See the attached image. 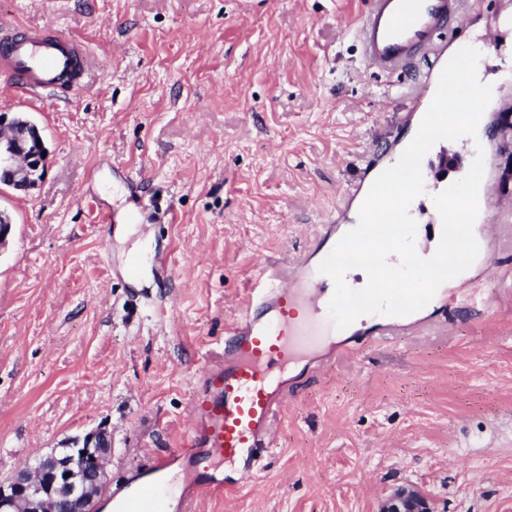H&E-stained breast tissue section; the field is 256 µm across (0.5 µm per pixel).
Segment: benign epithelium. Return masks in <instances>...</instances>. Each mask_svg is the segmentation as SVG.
Segmentation results:
<instances>
[{
  "label": "benign epithelium",
  "mask_w": 512,
  "mask_h": 512,
  "mask_svg": "<svg viewBox=\"0 0 512 512\" xmlns=\"http://www.w3.org/2000/svg\"><path fill=\"white\" fill-rule=\"evenodd\" d=\"M31 122L22 116L0 115V172L8 177L10 187L23 192L34 190L47 169L45 143L30 144L27 128ZM112 448L109 432L97 427L68 443V451L55 457L52 465L44 462L16 471L6 483L0 482V505L11 512H80L87 493H99L109 483L107 457ZM383 512H428L427 499L418 490L395 489Z\"/></svg>",
  "instance_id": "7a95c632"
}]
</instances>
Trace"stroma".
Listing matches in <instances>:
<instances>
[{"mask_svg": "<svg viewBox=\"0 0 512 512\" xmlns=\"http://www.w3.org/2000/svg\"><path fill=\"white\" fill-rule=\"evenodd\" d=\"M368 0H0V22L78 37L93 70L70 101L12 99L49 163L38 187L0 185V481L96 427L111 485L180 447L205 355L267 258L301 257L344 210L363 156L409 129L413 77L364 62ZM512 0H483L457 47L478 49L496 105L482 144L491 186L512 158L493 127L512 101ZM495 45H487L486 31ZM490 267L496 301L433 316L384 346L288 370L264 469L196 512H380L399 487L433 512H512V216ZM169 270L157 272L155 253Z\"/></svg>", "mask_w": 512, "mask_h": 512, "instance_id": "1", "label": "stroma"}]
</instances>
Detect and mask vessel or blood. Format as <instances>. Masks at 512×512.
Masks as SVG:
<instances>
[{
  "label": "vessel or blood",
  "instance_id": "b4317fda",
  "mask_svg": "<svg viewBox=\"0 0 512 512\" xmlns=\"http://www.w3.org/2000/svg\"><path fill=\"white\" fill-rule=\"evenodd\" d=\"M466 21L463 0H369L358 35L367 64L393 73L416 61L425 67L413 86L417 108L406 116L419 125L433 99L439 75ZM0 68L8 71L15 96L50 94L67 99L80 92L89 71L82 45L50 29L0 27ZM391 164L387 154H366L359 179L344 204L366 198L375 178ZM338 224L317 225L316 261L260 265L239 316L224 326V350L205 358L200 381L187 404L189 428L183 447L157 454L148 477L136 487L112 491L114 512H194L200 496L232 495L261 471L262 454L276 440L277 420L288 400L284 375L291 362L322 347L337 334L351 350L370 348L424 319L374 315L371 329L337 330L328 305L334 286L319 260L336 245ZM474 281L449 282L432 298L443 312L455 311Z\"/></svg>",
  "mask_w": 512,
  "mask_h": 512
}]
</instances>
